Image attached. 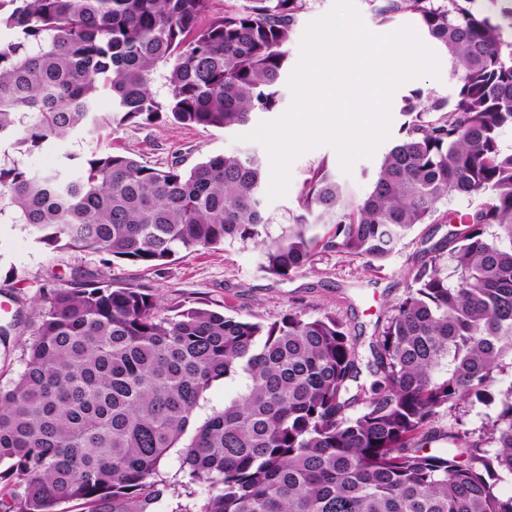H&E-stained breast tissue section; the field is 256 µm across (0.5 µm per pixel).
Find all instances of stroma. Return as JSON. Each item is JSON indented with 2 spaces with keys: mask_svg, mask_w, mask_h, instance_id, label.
Here are the masks:
<instances>
[{
  "mask_svg": "<svg viewBox=\"0 0 512 512\" xmlns=\"http://www.w3.org/2000/svg\"><path fill=\"white\" fill-rule=\"evenodd\" d=\"M128 152L140 161L161 166L184 159L194 164L204 157L253 151L264 154L256 142H239L234 132L221 129L185 127L170 123L136 126L129 124L104 131L100 143L77 138L58 142L53 148L31 155L17 149L0 151V163L13 159L32 169L57 166L62 153L84 157L95 147ZM327 162L339 170L335 150L314 148L291 166L286 196L268 202L267 209L284 220L310 169ZM450 226L445 211H438L429 223L419 224L402 240L381 269L370 271L362 260L331 251L319 253L313 264L287 278L257 272L253 249L228 247L182 252L155 271L124 260L104 262L101 254L65 246L48 248L36 243L25 225L0 220V326H11V336L0 344V386L6 387L24 367L22 341L31 333L44 305L39 288L50 274L69 279L82 273L97 281L115 280L133 287L154 290L163 305L204 306L228 316L262 324L280 320L289 309L306 308L317 315L324 312L343 319L359 335V353L369 357V343L377 323L389 315L392 306L404 298L412 277L410 271L424 256L426 248L447 237Z\"/></svg>",
  "mask_w": 512,
  "mask_h": 512,
  "instance_id": "1",
  "label": "stroma"
}]
</instances>
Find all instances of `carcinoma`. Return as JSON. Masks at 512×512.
<instances>
[{"label": "carcinoma", "instance_id": "carcinoma-1", "mask_svg": "<svg viewBox=\"0 0 512 512\" xmlns=\"http://www.w3.org/2000/svg\"><path fill=\"white\" fill-rule=\"evenodd\" d=\"M0 0V140L32 154L73 134L171 121L229 129L280 100L303 0ZM412 16L448 61L451 98L413 91L402 137L357 198L325 161L297 213L273 225L256 153L159 167L112 152L49 171L0 164V218L37 242L150 271L182 251H258L287 278L329 250L373 268L453 197L456 225L426 250L377 326L359 383V338L300 308L264 325L165 308L149 288L74 276L46 305L24 369L0 387V512H512V0H378ZM164 69L169 96L150 84ZM112 97V112L97 110ZM224 407L196 419L206 392ZM504 399L475 434L433 427L444 409ZM446 448H434L439 441Z\"/></svg>", "mask_w": 512, "mask_h": 512}]
</instances>
